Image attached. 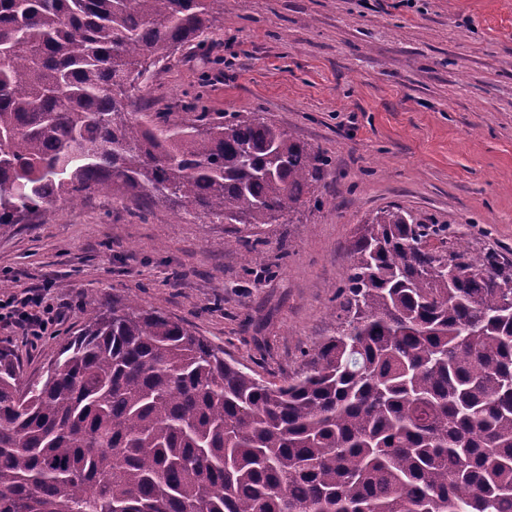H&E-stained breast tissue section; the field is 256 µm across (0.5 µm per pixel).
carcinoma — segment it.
Segmentation results:
<instances>
[{
  "instance_id": "1",
  "label": "carcinoma",
  "mask_w": 512,
  "mask_h": 512,
  "mask_svg": "<svg viewBox=\"0 0 512 512\" xmlns=\"http://www.w3.org/2000/svg\"><path fill=\"white\" fill-rule=\"evenodd\" d=\"M224 0H0V235L118 189L291 224L322 151L256 112L142 120L150 73ZM362 225L337 328L270 385L134 299L36 379L0 347V512H512V263Z\"/></svg>"
}]
</instances>
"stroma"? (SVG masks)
Segmentation results:
<instances>
[{"label":"stroma","mask_w":512,"mask_h":512,"mask_svg":"<svg viewBox=\"0 0 512 512\" xmlns=\"http://www.w3.org/2000/svg\"><path fill=\"white\" fill-rule=\"evenodd\" d=\"M258 112L326 152L318 204L290 224L176 218L119 192L56 202L0 237V294L47 292L64 317L1 327L25 376L105 303L134 296L281 383L334 327L362 224L399 206L446 246L512 260V0H224L200 44L149 79L146 117Z\"/></svg>","instance_id":"obj_1"}]
</instances>
